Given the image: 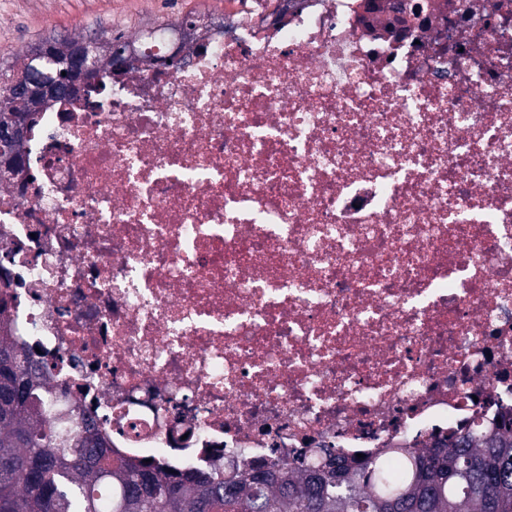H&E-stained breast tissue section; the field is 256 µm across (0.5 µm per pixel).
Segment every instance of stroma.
I'll return each mask as SVG.
<instances>
[{"label":"stroma","mask_w":512,"mask_h":512,"mask_svg":"<svg viewBox=\"0 0 512 512\" xmlns=\"http://www.w3.org/2000/svg\"><path fill=\"white\" fill-rule=\"evenodd\" d=\"M202 3L214 10L224 7V0H0V65H11L19 51L48 36L91 29L129 36Z\"/></svg>","instance_id":"stroma-1"}]
</instances>
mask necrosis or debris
Wrapping results in <instances>:
<instances>
[{
  "instance_id": "obj_1",
  "label": "necrosis or debris",
  "mask_w": 512,
  "mask_h": 512,
  "mask_svg": "<svg viewBox=\"0 0 512 512\" xmlns=\"http://www.w3.org/2000/svg\"><path fill=\"white\" fill-rule=\"evenodd\" d=\"M48 104L7 324L115 459L276 469L512 409V0H244Z\"/></svg>"
}]
</instances>
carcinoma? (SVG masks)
<instances>
[{
	"label": "carcinoma",
	"instance_id": "obj_1",
	"mask_svg": "<svg viewBox=\"0 0 512 512\" xmlns=\"http://www.w3.org/2000/svg\"><path fill=\"white\" fill-rule=\"evenodd\" d=\"M40 44L0 71V98L33 68ZM91 79L110 80V43ZM72 427L58 423L57 401L34 354L0 333V512H512V413L463 427L428 448H409L413 464L323 466L300 458L246 481L205 471L166 475L153 463L112 458L104 420L75 405Z\"/></svg>",
	"mask_w": 512,
	"mask_h": 512
}]
</instances>
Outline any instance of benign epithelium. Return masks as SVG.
<instances>
[{
  "label": "benign epithelium",
  "mask_w": 512,
  "mask_h": 512,
  "mask_svg": "<svg viewBox=\"0 0 512 512\" xmlns=\"http://www.w3.org/2000/svg\"><path fill=\"white\" fill-rule=\"evenodd\" d=\"M94 46L89 41L79 40L72 44L69 55L63 62V71L66 75L57 76L56 81L47 82L34 72L27 78L14 82L11 95L0 102V110L8 113V118L0 124V143L19 142L27 134L32 121L29 105L35 101L59 96L75 88L73 75L93 69L90 53ZM135 54L134 47L125 41L112 43V67L120 71L127 60Z\"/></svg>",
  "instance_id": "7a95c632"
}]
</instances>
